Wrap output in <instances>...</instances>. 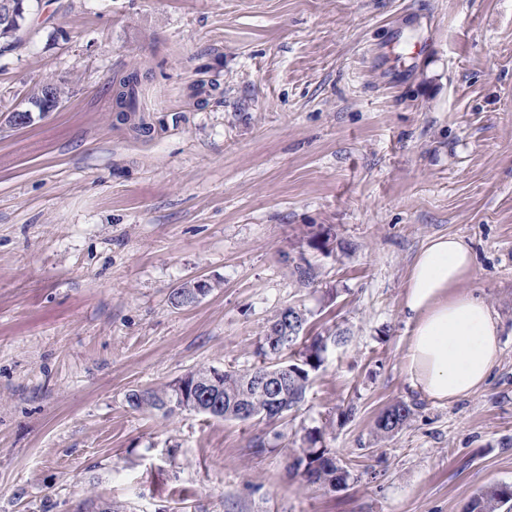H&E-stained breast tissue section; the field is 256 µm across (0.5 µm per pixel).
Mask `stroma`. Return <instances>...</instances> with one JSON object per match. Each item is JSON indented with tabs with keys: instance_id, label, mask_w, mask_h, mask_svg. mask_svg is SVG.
I'll use <instances>...</instances> for the list:
<instances>
[{
	"instance_id": "1",
	"label": "stroma",
	"mask_w": 512,
	"mask_h": 512,
	"mask_svg": "<svg viewBox=\"0 0 512 512\" xmlns=\"http://www.w3.org/2000/svg\"><path fill=\"white\" fill-rule=\"evenodd\" d=\"M27 27L0 54V512H466L512 485V0H32ZM134 71L141 130L114 98ZM48 81L60 108L11 125ZM325 229L329 255L303 241ZM440 234L501 326L454 401L404 364L409 267ZM289 305L349 336L295 415L128 405L258 364ZM396 402L413 416L379 435ZM316 429L346 486L289 475Z\"/></svg>"
}]
</instances>
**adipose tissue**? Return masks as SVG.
<instances>
[{
    "mask_svg": "<svg viewBox=\"0 0 512 512\" xmlns=\"http://www.w3.org/2000/svg\"><path fill=\"white\" fill-rule=\"evenodd\" d=\"M473 259L464 239L431 238L406 280L402 311L410 336L405 369L411 385L436 400L479 389L501 353L498 317L479 298L462 293Z\"/></svg>",
    "mask_w": 512,
    "mask_h": 512,
    "instance_id": "ef3b65f1",
    "label": "adipose tissue"
}]
</instances>
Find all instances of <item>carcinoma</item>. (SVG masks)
<instances>
[{
	"label": "carcinoma",
	"mask_w": 512,
	"mask_h": 512,
	"mask_svg": "<svg viewBox=\"0 0 512 512\" xmlns=\"http://www.w3.org/2000/svg\"><path fill=\"white\" fill-rule=\"evenodd\" d=\"M29 0H0V53L18 42L20 33L26 28ZM140 86L139 75L131 72L121 79L115 90V99L124 112L137 111L136 99ZM63 99L61 88L46 84L40 92L28 99L38 111L50 112ZM198 299L195 288L183 286L174 291L172 304L188 306ZM309 323L307 311L294 307L280 310L267 326L263 340L257 349L261 363L241 371L201 367L177 380L156 389L134 390L128 394V404L136 410L173 413L189 411L224 420L247 421L256 417L272 419L271 395L254 384L261 375H279L278 409L281 415L298 411L305 403L312 372L318 370L332 344L346 340L343 330L326 329L312 336L304 334ZM289 334L292 339L281 348H270L269 340L274 336ZM250 412L239 414L240 406ZM414 414L413 407L397 402L386 407L377 417V430L386 435L401 428ZM318 438L307 434L304 446L296 449L288 463V471L299 475L307 482L334 489L347 484L349 470L339 465L330 449L317 446ZM512 501V487L492 485L478 493L470 502L468 512H498ZM78 512H131L120 502L96 503L85 500Z\"/></svg>",
	"instance_id": "cac0c4a2"
}]
</instances>
